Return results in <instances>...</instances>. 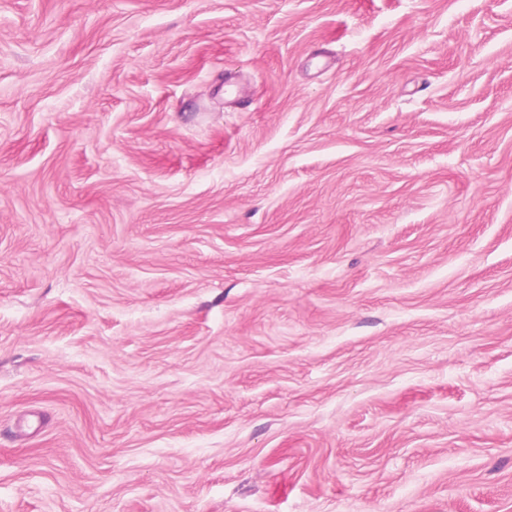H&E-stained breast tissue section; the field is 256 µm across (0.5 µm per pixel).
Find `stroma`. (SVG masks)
<instances>
[{"instance_id":"1","label":"stroma","mask_w":512,"mask_h":512,"mask_svg":"<svg viewBox=\"0 0 512 512\" xmlns=\"http://www.w3.org/2000/svg\"><path fill=\"white\" fill-rule=\"evenodd\" d=\"M0 512H512V0H0Z\"/></svg>"}]
</instances>
